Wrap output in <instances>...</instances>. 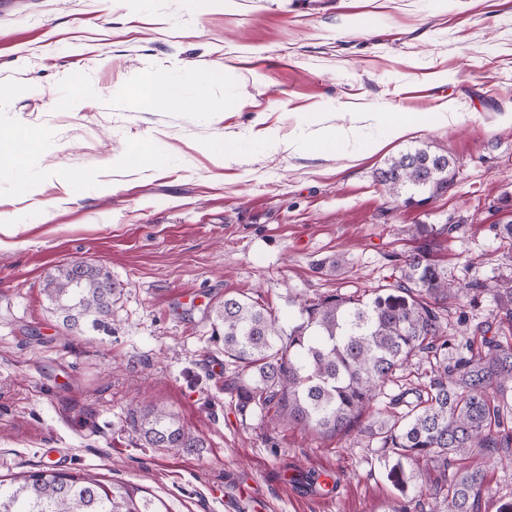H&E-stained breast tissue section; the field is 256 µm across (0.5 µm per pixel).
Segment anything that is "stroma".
Here are the masks:
<instances>
[{
    "label": "stroma",
    "mask_w": 512,
    "mask_h": 512,
    "mask_svg": "<svg viewBox=\"0 0 512 512\" xmlns=\"http://www.w3.org/2000/svg\"><path fill=\"white\" fill-rule=\"evenodd\" d=\"M153 78L180 106L147 105ZM386 112L454 121L392 141ZM341 125L357 134L334 154L285 147ZM224 138L230 163L207 151ZM416 147L458 171L406 207L374 175ZM506 194L512 0H0V212L15 220L0 237V477L61 448L69 471L136 483L169 512H387L397 493L364 435L235 411L209 313L246 295L290 325L299 299L392 283L413 224L449 279L512 280ZM74 260L123 287L107 330L66 333L48 308V273ZM447 320L457 336L499 317L467 293ZM133 403L175 413L203 447L142 446ZM507 454L487 457L481 512L512 496Z\"/></svg>",
    "instance_id": "stroma-1"
}]
</instances>
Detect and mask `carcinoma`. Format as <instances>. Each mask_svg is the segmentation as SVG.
I'll return each instance as SVG.
<instances>
[{
  "instance_id": "cac0c4a2",
  "label": "carcinoma",
  "mask_w": 512,
  "mask_h": 512,
  "mask_svg": "<svg viewBox=\"0 0 512 512\" xmlns=\"http://www.w3.org/2000/svg\"><path fill=\"white\" fill-rule=\"evenodd\" d=\"M456 161L442 151L415 148L391 159L377 181L405 206H421L455 184ZM424 240L404 261L391 288L362 299L336 289L298 302L299 321L285 329L275 315L246 296H227L211 311L210 339L235 366L228 385L239 414L258 410L269 420L307 428L320 436L357 428L387 462V479L402 498L423 494L424 479L412 464L427 459L440 468L429 486L431 512H478L485 467L477 451L512 445V343L492 336L464 355L444 327L441 308L462 289L492 297L512 322V281L472 280L460 287L430 258ZM122 292L102 267L68 263L48 275L50 309L72 331L97 329L112 319ZM424 354L432 376L407 411L400 399L380 406L395 373ZM129 431L151 448L202 447L174 413L131 407ZM0 512H168L129 482L105 483L52 465L0 479Z\"/></svg>"
}]
</instances>
